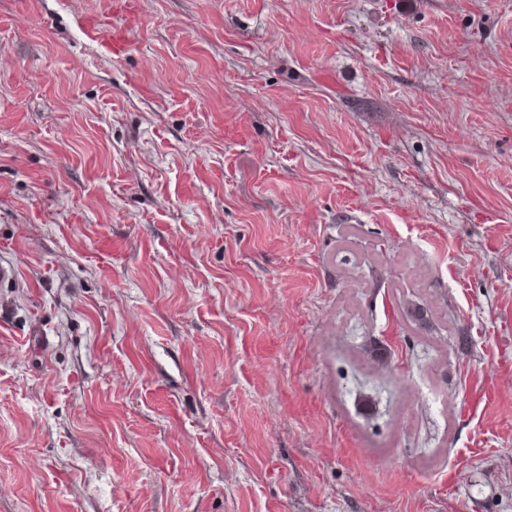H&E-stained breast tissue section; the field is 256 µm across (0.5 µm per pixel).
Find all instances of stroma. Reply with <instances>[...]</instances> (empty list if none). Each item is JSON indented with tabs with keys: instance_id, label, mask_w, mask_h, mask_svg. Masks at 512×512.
Masks as SVG:
<instances>
[{
	"instance_id": "stroma-1",
	"label": "stroma",
	"mask_w": 512,
	"mask_h": 512,
	"mask_svg": "<svg viewBox=\"0 0 512 512\" xmlns=\"http://www.w3.org/2000/svg\"><path fill=\"white\" fill-rule=\"evenodd\" d=\"M0 263V512H512V0H0Z\"/></svg>"
}]
</instances>
